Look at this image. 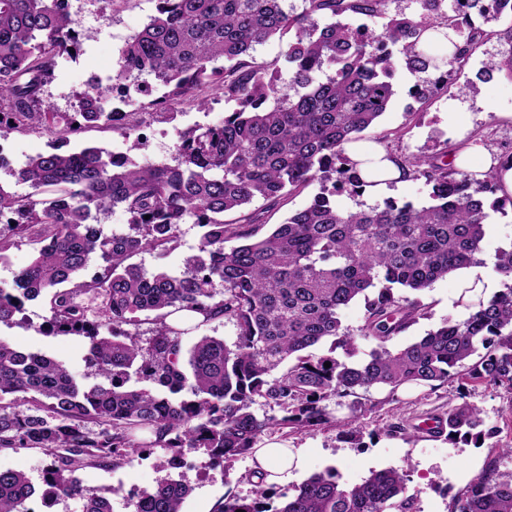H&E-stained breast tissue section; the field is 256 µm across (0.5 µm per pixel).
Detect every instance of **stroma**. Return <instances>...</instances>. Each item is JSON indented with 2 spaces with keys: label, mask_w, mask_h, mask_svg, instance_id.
<instances>
[{
  "label": "stroma",
  "mask_w": 512,
  "mask_h": 512,
  "mask_svg": "<svg viewBox=\"0 0 512 512\" xmlns=\"http://www.w3.org/2000/svg\"><path fill=\"white\" fill-rule=\"evenodd\" d=\"M155 12L156 0H79L77 15L92 36L84 42L83 52L76 60H59L44 88L45 98L57 111H72L88 77L94 74L108 80L124 40L141 31ZM498 48L497 39L484 42L447 90L423 104L412 96L411 81L404 73H396L397 93L387 111L362 133V141L379 140L396 154L413 156L443 151L445 141L455 142L463 135L482 134L494 141L498 151L512 153V81L498 75L489 80L479 77L485 54L497 52ZM469 81L477 83V95L460 93V86ZM231 109V104L214 92L207 109L184 106L174 122L147 115L145 137L139 145H132L112 129L91 127L71 137L68 148L77 151L98 146L108 150L118 144L125 149L133 148L135 157L168 163L174 156L178 130L221 123L225 112ZM429 193L424 181L411 179L388 185L375 196L342 193L337 195L336 205L343 210H355L362 204L380 205L393 199L418 206L429 203ZM201 235L198 225H180L174 249L164 254L145 252L136 261L149 271L162 267L172 273L180 272L185 258L196 252ZM482 272L486 287H464L465 272L460 269L420 293L426 316L416 319L389 341V348L398 349L419 340L445 319L462 318L468 304L488 299L502 289L491 265H483ZM25 315V325L0 326V338L17 348L57 357L67 363L80 382L95 383V376L84 362L87 346L82 338L42 335L38 327L49 312L40 303H27ZM463 396L481 410L485 426L492 432L482 446L452 444L444 435L420 430V423L446 415L449 406L457 404ZM351 404L348 398H330L326 402L331 416L329 424L301 430L281 428L262 435V442L285 443L303 463L302 468L291 470L276 483L277 491L292 490L311 475L331 467L338 469L342 483L347 485L361 483L370 471L401 467L409 471L413 486L421 490L419 512H449L453 495L484 468L498 448L512 442V394L501 387L455 381L433 393L408 387L391 397L387 392L375 391L355 413L350 410ZM350 419L359 432L354 440L347 436L344 427ZM255 461V455L248 454L215 464L200 450L176 462L168 450L157 447L122 467H89L80 470L78 476L84 486L110 500L112 512H128L127 499L131 493L153 488L163 478L189 486L190 494L182 512H219L225 495L252 496Z\"/></svg>",
  "instance_id": "35a3bbf8"
}]
</instances>
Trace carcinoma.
<instances>
[{
	"instance_id": "carcinoma-1",
	"label": "carcinoma",
	"mask_w": 512,
	"mask_h": 512,
	"mask_svg": "<svg viewBox=\"0 0 512 512\" xmlns=\"http://www.w3.org/2000/svg\"><path fill=\"white\" fill-rule=\"evenodd\" d=\"M285 2L157 0L156 14L119 48L109 84L92 85L73 111L57 112L43 87L59 59L79 56L86 34L58 0H0V134L37 127L56 136L103 125L128 138L141 127V113L106 109L124 84L140 96L168 88L134 106H154L170 122L184 104L206 108L208 89L235 104L218 125L178 132L172 165L58 145L18 172L27 194L0 184V259L34 245L14 291L0 289V325L23 323L26 303L40 301L50 312L46 335L86 339V362L105 379L81 386L64 362L0 340V448L42 450L50 457L43 485L82 499L84 512H112V505L83 486L78 470L121 467L157 446L176 459L205 448L214 459L232 460L252 452L268 431L328 424L323 402L332 396H393L406 386L434 392L455 378L512 394V247L494 255L503 290L418 341L387 347L426 314L419 300L395 289L421 292L451 272L485 264L490 212L512 206L511 197L496 196L495 171L455 167L451 158L469 144L450 142L441 155L398 161L431 186L432 204L390 199L342 211L335 203L339 192L363 193L345 146L389 107L394 53L415 79L419 101L493 34L500 48L484 74L512 80V23L484 29L512 16V0H413L411 14L391 12L394 0H302L300 11ZM343 16L361 23L346 24ZM447 29L462 41L452 53ZM287 34L281 57L291 76L281 84L278 62L261 63L254 52ZM442 65L447 70L437 78L422 79ZM312 184L318 191L304 209L254 238L262 208ZM259 200L263 207L250 209ZM115 208L126 213L128 230L107 233L103 219ZM186 223L204 232L180 274L132 262L176 242ZM231 240L239 245L227 251ZM94 254L103 265L92 271ZM370 288L377 292L365 297L362 331L376 348L356 361L339 314ZM179 311L198 312L204 323L233 322L234 347L203 336L185 349V329L168 322ZM141 314L154 324L144 341L127 330ZM328 338L329 355L307 353ZM338 349L345 359L333 356ZM473 356L478 361L467 365ZM133 375L156 389L129 385ZM187 386L192 399L169 398ZM19 396L29 408L17 409ZM256 397L278 414L258 417L251 410ZM459 399L440 433L476 443L491 435L466 394ZM137 430L154 439L138 441ZM505 458H512L511 445L453 495L449 512H512V476L499 473ZM257 474L254 497L227 495L219 512H417L418 492L401 467L372 470L353 486L341 484L332 467L281 494L266 486V472ZM189 493L186 484L163 479L129 496L130 512H181ZM35 494L26 473L0 470V512H31L26 504Z\"/></svg>"
}]
</instances>
